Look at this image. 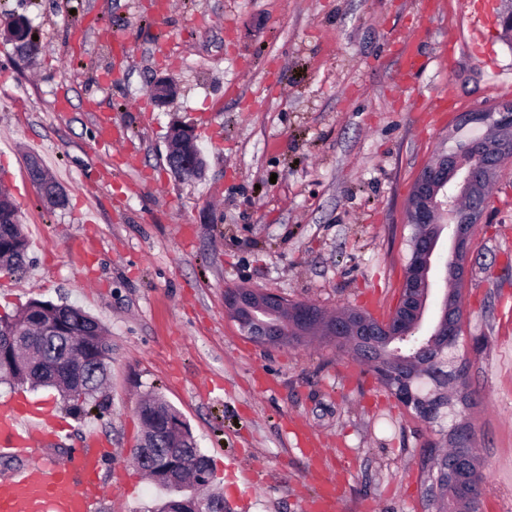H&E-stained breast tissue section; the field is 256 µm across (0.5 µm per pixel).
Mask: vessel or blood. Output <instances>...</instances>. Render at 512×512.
<instances>
[{"mask_svg":"<svg viewBox=\"0 0 512 512\" xmlns=\"http://www.w3.org/2000/svg\"><path fill=\"white\" fill-rule=\"evenodd\" d=\"M468 20L467 46L485 64L496 66L489 47L490 0H461ZM67 424L53 405L24 398L0 400V456L15 467L0 474V512H95L103 494L101 473L107 465V441L94 433L70 449L65 462L48 460L61 445ZM321 491L308 503L309 512H335L339 484L321 474Z\"/></svg>","mask_w":512,"mask_h":512,"instance_id":"b4317fda","label":"vessel or blood"}]
</instances>
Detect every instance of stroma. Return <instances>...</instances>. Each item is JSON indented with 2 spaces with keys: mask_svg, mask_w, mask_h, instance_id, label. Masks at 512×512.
I'll use <instances>...</instances> for the list:
<instances>
[{
  "mask_svg": "<svg viewBox=\"0 0 512 512\" xmlns=\"http://www.w3.org/2000/svg\"><path fill=\"white\" fill-rule=\"evenodd\" d=\"M426 2L171 0L161 16L156 0H0L39 45L24 56L0 41V188L28 238L23 268L0 271V316L38 298L108 329L105 408L68 422L72 439L110 438L106 480L137 491L98 512H152L162 498L132 458L149 393L188 423L224 512H303L316 484L300 428L336 451L337 512H426L438 428L327 341L267 349L224 314L235 286L379 320L397 306L415 177L459 113L512 104L501 33L497 77L456 44L457 0ZM410 31L420 64L409 74L399 55ZM161 77L177 85L163 104L149 94ZM101 109L121 141L102 137ZM177 124L194 131L200 177L167 165ZM29 155L63 186L64 206H44ZM90 208L97 221L83 223ZM461 294L455 360L469 365L483 510L512 512V160L489 189ZM230 461L266 482L230 481Z\"/></svg>",
  "mask_w": 512,
  "mask_h": 512,
  "instance_id": "1",
  "label": "stroma"
}]
</instances>
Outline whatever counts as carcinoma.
I'll use <instances>...</instances> for the list:
<instances>
[{
  "mask_svg": "<svg viewBox=\"0 0 512 512\" xmlns=\"http://www.w3.org/2000/svg\"><path fill=\"white\" fill-rule=\"evenodd\" d=\"M1 17L13 22L14 27L5 28L15 33L13 42L24 55L37 50L32 39L29 22L10 13ZM27 251V239L18 210L5 192H0V269L13 271L23 266ZM12 332L22 336L23 343L12 352L0 351L3 368L0 383L29 386L32 389L52 387L56 389L69 409L81 414L98 406L97 394L108 378L112 345L105 342V329L93 316L81 308L68 304L32 299L12 315L0 316V332ZM68 358L78 367L71 375H63L53 369V364ZM157 410L164 421L185 425L180 413L158 396L148 397L140 408L143 426L151 425L147 412ZM187 448L190 464L180 476L179 487L197 482L199 474L210 475V459L198 448L194 437H189ZM170 446L159 442L153 454L144 455L133 449V455L143 469L151 471L158 460L168 453ZM448 465L456 474V488L467 495L478 492L477 484L467 474L468 449H448Z\"/></svg>",
  "mask_w": 512,
  "mask_h": 512,
  "instance_id": "cac0c4a2",
  "label": "carcinoma"
}]
</instances>
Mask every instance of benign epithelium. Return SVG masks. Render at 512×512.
Masks as SVG:
<instances>
[{"label":"benign epithelium","mask_w":512,"mask_h":512,"mask_svg":"<svg viewBox=\"0 0 512 512\" xmlns=\"http://www.w3.org/2000/svg\"><path fill=\"white\" fill-rule=\"evenodd\" d=\"M486 127L484 134L464 147L444 149L418 174L411 192L408 223L413 226L411 259L405 269L400 301L389 318L377 320L361 311L344 310L326 317L315 305L295 302L279 292L235 287L224 290V313L239 332L264 347L284 348L308 336H324L336 352L360 355L371 363L370 371L403 406L414 410L428 424L439 422L447 407L443 377L427 395L415 388L420 379L434 380L448 367V349L459 342L463 321L457 316L453 292L443 294L439 310L425 325L427 302L434 282L464 284L470 264L474 228L482 223L484 187L496 177L504 160L512 158V104L499 111L462 112L457 126ZM193 131L179 126L170 132V151L185 156L180 176L199 172ZM448 258L439 262L443 247ZM180 436L181 428L169 423L144 434L141 446L152 447L160 433ZM471 429L467 422L441 433L444 444L454 439L464 446ZM184 462L177 456L157 466L170 484ZM430 497L442 502L437 512H482L487 492L479 500L458 497L448 491V461L431 468ZM224 500L184 496L168 503L165 512H213Z\"/></svg>","instance_id":"obj_1"}]
</instances>
